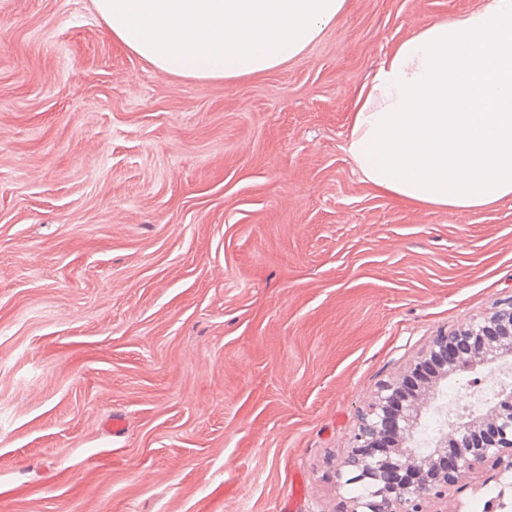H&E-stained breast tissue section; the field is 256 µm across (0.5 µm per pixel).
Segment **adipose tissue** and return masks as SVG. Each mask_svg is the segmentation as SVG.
I'll use <instances>...</instances> for the list:
<instances>
[{
    "instance_id": "ef3b65f1",
    "label": "adipose tissue",
    "mask_w": 512,
    "mask_h": 512,
    "mask_svg": "<svg viewBox=\"0 0 512 512\" xmlns=\"http://www.w3.org/2000/svg\"><path fill=\"white\" fill-rule=\"evenodd\" d=\"M347 0H92L155 69L231 80L301 56ZM346 151L408 202L478 213L512 198V0H481L396 45L358 91Z\"/></svg>"
}]
</instances>
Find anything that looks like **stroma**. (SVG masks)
<instances>
[{"label": "stroma", "instance_id": "obj_1", "mask_svg": "<svg viewBox=\"0 0 512 512\" xmlns=\"http://www.w3.org/2000/svg\"><path fill=\"white\" fill-rule=\"evenodd\" d=\"M480 2L347 0L295 60L201 81L91 0H0V512H345L373 391L512 298V199L407 205L346 151L390 50ZM427 508L512 512V475Z\"/></svg>", "mask_w": 512, "mask_h": 512}]
</instances>
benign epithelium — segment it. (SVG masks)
Returning <instances> with one entry per match:
<instances>
[{
	"label": "benign epithelium",
	"instance_id": "obj_1",
	"mask_svg": "<svg viewBox=\"0 0 512 512\" xmlns=\"http://www.w3.org/2000/svg\"><path fill=\"white\" fill-rule=\"evenodd\" d=\"M512 355V299L451 332L440 331L418 356L413 369L435 368L438 378L467 372ZM430 396L396 378L380 384L361 412L351 446L335 471L338 481L362 484L371 493L352 498L348 512H428L427 503L446 497L491 459L512 452V392L496 407L465 426L443 433L427 454L407 445Z\"/></svg>",
	"mask_w": 512,
	"mask_h": 512
}]
</instances>
